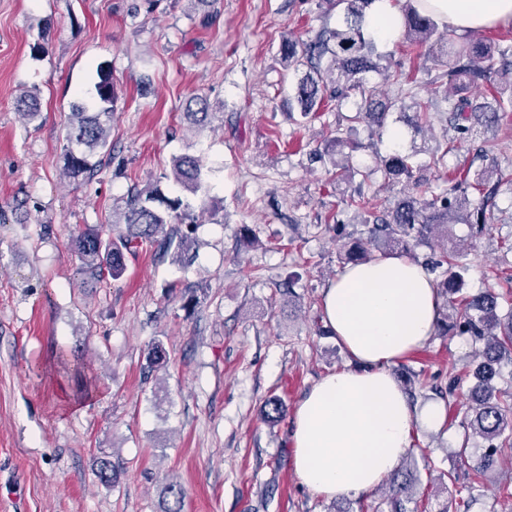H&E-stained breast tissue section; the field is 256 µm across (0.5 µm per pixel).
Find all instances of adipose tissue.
Returning <instances> with one entry per match:
<instances>
[{"label": "adipose tissue", "mask_w": 512, "mask_h": 512, "mask_svg": "<svg viewBox=\"0 0 512 512\" xmlns=\"http://www.w3.org/2000/svg\"><path fill=\"white\" fill-rule=\"evenodd\" d=\"M420 3L458 31L512 23V0ZM439 306L432 276L403 256L346 266L324 288L322 320L357 367L322 377L296 408L295 466L310 492L372 491L408 453L414 426L441 425V406H411L389 371L433 336Z\"/></svg>", "instance_id": "ef3b65f1"}]
</instances>
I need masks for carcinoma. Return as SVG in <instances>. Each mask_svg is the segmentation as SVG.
<instances>
[{"instance_id":"obj_1","label":"carcinoma","mask_w":512,"mask_h":512,"mask_svg":"<svg viewBox=\"0 0 512 512\" xmlns=\"http://www.w3.org/2000/svg\"><path fill=\"white\" fill-rule=\"evenodd\" d=\"M375 0H327L330 7L342 13V23L334 28H322L314 38L298 43L284 42L282 50L288 63L304 66L307 72L297 86L295 99L301 116L315 111L327 98L342 102L360 96L362 105L348 118L354 125L364 122L382 129L390 113L414 110L417 129L432 124L433 112L439 102L447 104L450 125L462 135H469L473 125L490 127L512 116V37L498 41L485 40L478 30L468 31L456 41L448 34V26L423 12L418 0H395L399 3L401 26L398 39L424 50L434 64L442 68L435 78H423L392 67L391 54L381 50L378 40L367 26V10ZM398 87L395 97L379 95L370 87L371 75ZM441 83L442 97H423L427 86ZM468 85L485 90L482 102L475 103L460 94ZM117 98L112 71L103 63L97 69L93 86V101L72 105L63 173L73 181H88L100 163V155L110 146V123ZM196 110L185 115L197 124L209 115V103L204 97L192 99ZM336 158L332 161L336 177L353 180L359 175L368 180L374 171L360 170L353 165V152L362 144L351 136H337ZM203 163L196 156L173 159V180L181 188L197 195L201 188ZM380 171L387 186L402 185L400 197L386 212L366 211L362 223L368 225L367 236L356 240L348 249L346 261L356 264L378 258L390 250L414 255L421 245H429L438 237L448 238V225L468 224L472 233L480 236L489 230L488 208L495 206L497 189H486V183L496 174L495 162L472 174L470 170H455L444 185H432L416 177L421 165L414 153H394L380 160ZM479 195L480 206L469 209L467 193ZM196 220L193 205L179 196L170 197L158 186L134 188L129 192L125 208L106 227H87L72 240L80 260V274L98 282L122 277L126 270L125 254L143 246L155 248L159 259H171L177 264L189 262ZM430 273H437L434 282L443 307L437 330L448 335V310L454 312L453 329L469 335L481 344L476 355L482 362L476 371L482 382L495 374L494 365L504 356L512 357V292L495 293L490 289L476 294L453 297L463 285L467 271L465 253L455 247L443 246L437 259L424 263ZM509 304L506 315L497 313L499 300ZM166 351L161 342L153 343L146 354L144 371L157 373L165 367ZM465 375L449 377L448 396L465 394L473 401V434L488 442L482 454L468 456L467 445L458 451L459 458L472 471V483L480 482L486 472L496 466L498 458L512 455V389H485L464 392ZM418 482L416 469L400 467L391 473L390 495L384 501L386 509L376 512H417L408 510L411 491ZM164 493L173 498V505L163 512H181L182 490L169 482Z\"/></svg>"}]
</instances>
